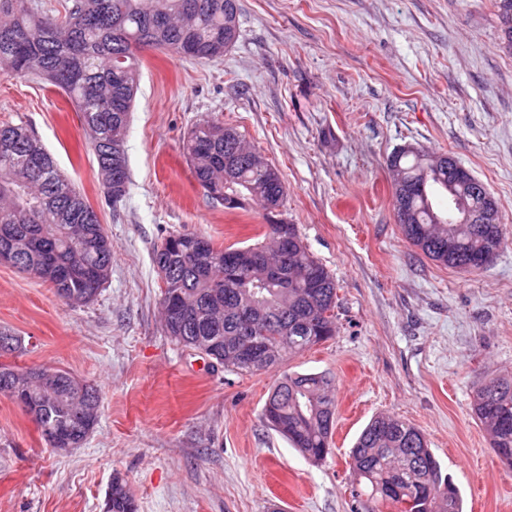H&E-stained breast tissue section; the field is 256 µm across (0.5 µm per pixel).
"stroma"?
<instances>
[{
	"label": "stroma",
	"instance_id": "1",
	"mask_svg": "<svg viewBox=\"0 0 512 512\" xmlns=\"http://www.w3.org/2000/svg\"><path fill=\"white\" fill-rule=\"evenodd\" d=\"M239 38L216 61L140 50L128 195L103 202L75 107L44 80L0 75V123L31 129L112 239L98 298L71 305L0 264V327L20 368L66 370L101 394L81 447L52 453L0 395V512H105L114 477L138 512H350V452L380 414L420 429L464 512H512L503 466L472 412L478 382L512 374V52L494 0H238ZM238 129L287 188L282 217L335 276L336 334L279 367L237 375L166 336L154 247L171 232L258 242L266 219L227 212L195 181L196 123ZM452 154L496 200L503 244L467 273L427 258L395 216L388 157ZM335 379L333 453L305 459L262 419L285 374Z\"/></svg>",
	"mask_w": 512,
	"mask_h": 512
}]
</instances>
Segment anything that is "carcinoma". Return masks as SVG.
Segmentation results:
<instances>
[{
  "label": "carcinoma",
  "instance_id": "obj_1",
  "mask_svg": "<svg viewBox=\"0 0 512 512\" xmlns=\"http://www.w3.org/2000/svg\"><path fill=\"white\" fill-rule=\"evenodd\" d=\"M502 39L512 50V0H495ZM237 0H65L50 15L36 0H0V75L38 76L63 91L89 132L98 179L112 206L125 198L130 183L126 142L138 89L144 47L172 56L216 61L238 37ZM183 151L195 180L211 199L237 209L251 199L266 212L269 233L287 190L278 170L248 146L232 126L207 120L193 126ZM397 223L404 237L430 260L464 272L481 270L497 257L503 232L496 201L472 173L465 175L472 224L448 220L436 206L444 192L456 202L460 188L448 178L445 155L403 146L387 164ZM20 258L17 269L54 288L58 297L92 303L112 271V239L88 199L60 172L34 133L22 125L0 124V249ZM259 246H215L197 233H173L153 250V264L169 271L162 300L189 310L163 325L176 345L207 350L220 338L219 365L235 374H254L239 361L237 311L261 309L254 336L275 350L277 360L305 352L334 335L338 308L333 274L309 251L292 227L288 294L260 286L243 265L229 268L224 254H248ZM27 371L0 363V385L16 386L22 407L33 415L48 442L78 448L87 438L66 392L42 389ZM333 379L323 373H290L269 396L286 437L303 456L321 462L332 453L336 401ZM87 415L96 419L98 390L85 383ZM473 413L484 425L490 447L512 467V376L475 387ZM350 512H382L406 499L417 512H463L458 489L442 475L424 434L413 424L386 415L374 417L352 450ZM107 512H137L120 478L112 480Z\"/></svg>",
  "mask_w": 512,
  "mask_h": 512
}]
</instances>
